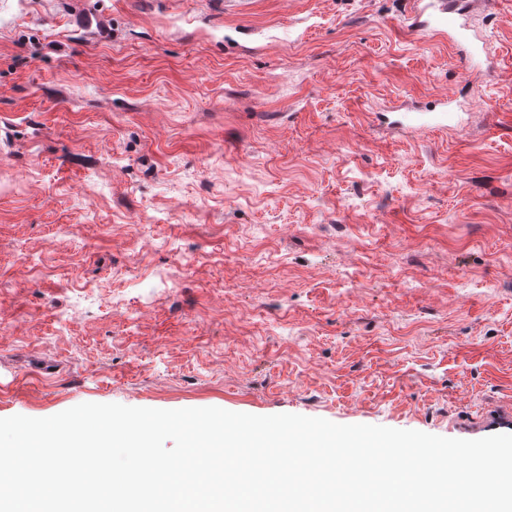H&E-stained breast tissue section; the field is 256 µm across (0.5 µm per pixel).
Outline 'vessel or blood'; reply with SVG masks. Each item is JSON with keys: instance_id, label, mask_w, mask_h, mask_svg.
Instances as JSON below:
<instances>
[{"instance_id": "b4317fda", "label": "vessel or blood", "mask_w": 512, "mask_h": 512, "mask_svg": "<svg viewBox=\"0 0 512 512\" xmlns=\"http://www.w3.org/2000/svg\"><path fill=\"white\" fill-rule=\"evenodd\" d=\"M470 6L471 0H411L410 27L464 49L469 58H478L485 51L486 41L466 22Z\"/></svg>"}]
</instances>
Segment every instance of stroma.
Here are the masks:
<instances>
[{"label": "stroma", "instance_id": "obj_1", "mask_svg": "<svg viewBox=\"0 0 512 512\" xmlns=\"http://www.w3.org/2000/svg\"><path fill=\"white\" fill-rule=\"evenodd\" d=\"M0 0V418L81 403L474 440L512 408V0ZM450 97L464 130H387ZM471 0H412L410 7V28L428 32L432 36L448 41L452 48H462L464 61L478 59L484 53L486 41L477 31L472 30L465 19Z\"/></svg>", "mask_w": 512, "mask_h": 512}]
</instances>
